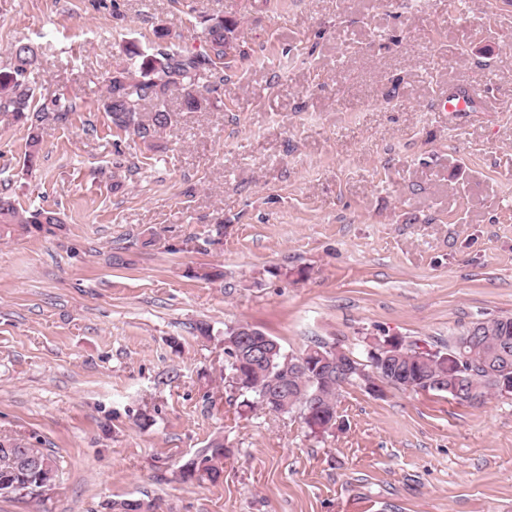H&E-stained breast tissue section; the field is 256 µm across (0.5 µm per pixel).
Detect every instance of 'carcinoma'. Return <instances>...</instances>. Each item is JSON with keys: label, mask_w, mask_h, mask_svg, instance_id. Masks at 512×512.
Instances as JSON below:
<instances>
[{"label": "carcinoma", "mask_w": 512, "mask_h": 512, "mask_svg": "<svg viewBox=\"0 0 512 512\" xmlns=\"http://www.w3.org/2000/svg\"><path fill=\"white\" fill-rule=\"evenodd\" d=\"M204 46L190 50L181 45L182 35L162 26L155 30L157 42L146 53L137 45L126 47L127 62L118 75L109 77L103 109L112 125L128 132L147 147H154L159 132L172 122L167 101L174 93L182 96V109L197 112L209 103L208 94L224 84V59L237 47L230 40L237 22L222 15L200 16ZM34 46L19 41L11 51L9 66L0 69V113L25 126L29 131L25 161L33 168L39 158L41 131L53 120H63L76 111L75 103L57 98L49 106H38L29 75L35 68ZM62 220L52 209H20L15 201L0 196V237L52 234ZM480 330L471 344L462 345L456 335L434 352L419 353L415 346L401 350L400 356L383 363L369 356L366 365L337 348L331 352L344 365L340 375L316 383L319 363L317 351L327 344L298 354L286 353L278 340L262 330L241 323L224 330V336L246 337L231 350L224 348L227 369L234 373L231 386L243 397L242 405L252 408L267 399L268 412L288 414L296 409L311 414L305 421L310 432L324 435L336 425L338 391L345 383L363 380L370 386L380 381L398 389L440 391L441 379L474 390L478 403L512 388V316L478 321ZM264 340L278 350L270 357L252 355L254 340ZM225 448L213 442L188 460L182 468L187 481L216 484L221 480ZM56 459L41 448L19 446L17 440L0 442V495L30 496L41 485L57 482Z\"/></svg>", "instance_id": "carcinoma-1"}]
</instances>
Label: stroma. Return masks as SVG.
<instances>
[{
	"instance_id": "35a3bbf8",
	"label": "stroma",
	"mask_w": 512,
	"mask_h": 512,
	"mask_svg": "<svg viewBox=\"0 0 512 512\" xmlns=\"http://www.w3.org/2000/svg\"><path fill=\"white\" fill-rule=\"evenodd\" d=\"M197 8L236 20L246 55L205 110L173 94L149 150L102 99L158 26L201 48L186 0H0V67L31 43L37 102L77 105L32 170L27 128L0 115V192L63 220L0 240V440L59 465L0 512H512V395L357 381L317 436L300 411H243L224 370L241 322L364 363L385 336L428 345L512 315V0ZM472 90L467 111H436ZM217 438L223 479L182 481Z\"/></svg>"
}]
</instances>
